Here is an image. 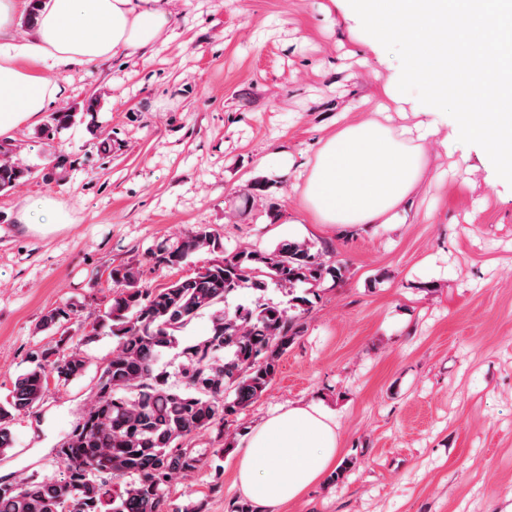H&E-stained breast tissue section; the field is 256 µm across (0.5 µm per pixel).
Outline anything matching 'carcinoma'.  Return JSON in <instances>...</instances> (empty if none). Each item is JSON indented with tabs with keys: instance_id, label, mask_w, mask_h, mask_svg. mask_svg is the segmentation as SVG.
<instances>
[{
	"instance_id": "1",
	"label": "carcinoma",
	"mask_w": 512,
	"mask_h": 512,
	"mask_svg": "<svg viewBox=\"0 0 512 512\" xmlns=\"http://www.w3.org/2000/svg\"><path fill=\"white\" fill-rule=\"evenodd\" d=\"M29 174L19 163L0 162V192ZM216 245L214 232L201 225L148 257L158 267L173 268ZM328 277L341 279V266L295 240H283L270 252L226 251L221 261L162 288L142 287L133 262L111 269L117 291L98 323L108 324L118 342L97 370L80 419L56 448L65 474L60 480L29 475L0 482V512H165L164 487L203 464L199 450L184 446V440L257 401L297 335L294 318L262 301L269 286H307L292 297L303 314L312 306L315 287ZM242 288L257 295L254 306L241 305L232 314L220 308ZM206 312L209 336L184 343L181 332ZM73 313L68 304L54 308L41 327L58 332ZM172 350L183 358L178 384L158 369ZM51 355L55 361L48 373L43 361ZM34 363L0 402V456L13 447L15 417L44 401L48 378L67 385L85 377L91 366L78 348L43 352Z\"/></svg>"
}]
</instances>
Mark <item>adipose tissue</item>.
<instances>
[{"label": "adipose tissue", "mask_w": 512, "mask_h": 512, "mask_svg": "<svg viewBox=\"0 0 512 512\" xmlns=\"http://www.w3.org/2000/svg\"><path fill=\"white\" fill-rule=\"evenodd\" d=\"M172 0H0V139L39 122L58 99L42 66L96 68L110 57L146 51L171 30ZM371 47L398 48L409 65L390 78L386 96L400 101L421 86L414 127L373 119L328 138L308 165L306 209L322 224H397L423 173L421 145L477 147L500 180L512 183V0H352ZM38 17L29 38L10 36L18 18ZM453 108L438 129L431 116ZM338 425L319 406L297 401L250 429L237 459V482L254 512L298 498L337 467Z\"/></svg>", "instance_id": "obj_1"}]
</instances>
